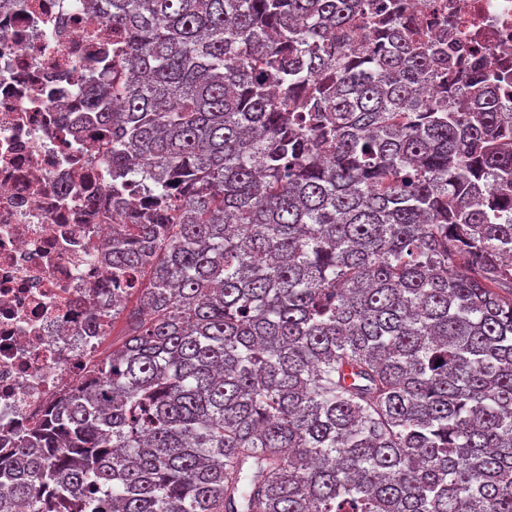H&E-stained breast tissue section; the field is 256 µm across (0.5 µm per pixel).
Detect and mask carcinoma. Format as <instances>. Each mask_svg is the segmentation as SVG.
<instances>
[{
	"label": "carcinoma",
	"mask_w": 512,
	"mask_h": 512,
	"mask_svg": "<svg viewBox=\"0 0 512 512\" xmlns=\"http://www.w3.org/2000/svg\"><path fill=\"white\" fill-rule=\"evenodd\" d=\"M93 2L125 328L0 512H512V81L403 0Z\"/></svg>",
	"instance_id": "carcinoma-1"
}]
</instances>
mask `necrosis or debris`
I'll return each mask as SVG.
<instances>
[{"label": "necrosis or debris", "instance_id": "obj_1", "mask_svg": "<svg viewBox=\"0 0 512 512\" xmlns=\"http://www.w3.org/2000/svg\"><path fill=\"white\" fill-rule=\"evenodd\" d=\"M426 40L512 76V0H406ZM112 28L86 0H0V437L84 380L112 310V168L81 124Z\"/></svg>", "mask_w": 512, "mask_h": 512}]
</instances>
